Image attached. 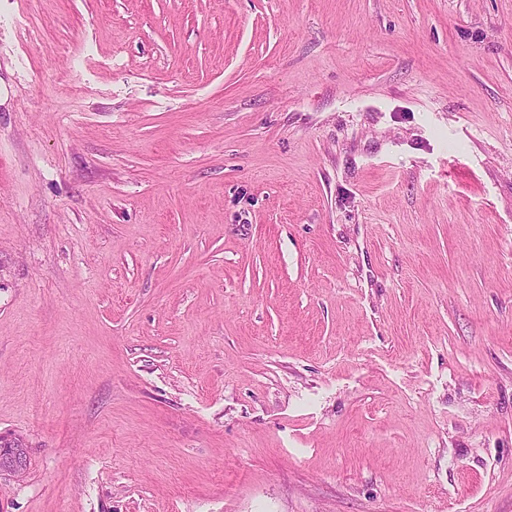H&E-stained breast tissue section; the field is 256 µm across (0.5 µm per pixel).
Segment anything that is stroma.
Returning a JSON list of instances; mask_svg holds the SVG:
<instances>
[{"instance_id": "stroma-1", "label": "stroma", "mask_w": 512, "mask_h": 512, "mask_svg": "<svg viewBox=\"0 0 512 512\" xmlns=\"http://www.w3.org/2000/svg\"><path fill=\"white\" fill-rule=\"evenodd\" d=\"M0 512H512V0H0Z\"/></svg>"}]
</instances>
